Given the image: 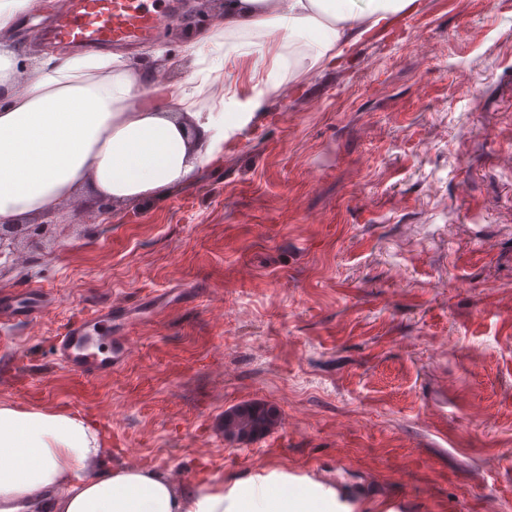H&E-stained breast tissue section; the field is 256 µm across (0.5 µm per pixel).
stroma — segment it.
<instances>
[{
	"instance_id": "obj_1",
	"label": "stroma",
	"mask_w": 512,
	"mask_h": 512,
	"mask_svg": "<svg viewBox=\"0 0 512 512\" xmlns=\"http://www.w3.org/2000/svg\"><path fill=\"white\" fill-rule=\"evenodd\" d=\"M190 5L128 51L174 59V88L224 0ZM278 42L230 54L239 96ZM283 77L193 182L55 205L40 248L0 257V292L53 299L0 320V403L93 414L114 462L184 485L285 466L407 512H512V0H420L410 31ZM116 298L142 317L127 364L63 368L71 318ZM249 402L278 422L242 441L224 412Z\"/></svg>"
}]
</instances>
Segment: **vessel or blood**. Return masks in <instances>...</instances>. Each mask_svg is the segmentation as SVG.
Listing matches in <instances>:
<instances>
[{
  "label": "vessel or blood",
  "instance_id": "b4317fda",
  "mask_svg": "<svg viewBox=\"0 0 512 512\" xmlns=\"http://www.w3.org/2000/svg\"><path fill=\"white\" fill-rule=\"evenodd\" d=\"M176 0H63L58 20L44 32L45 41L88 50L148 41L159 25L173 17ZM50 297L41 286L0 295V313L30 322L48 308ZM120 302L97 310L94 316L72 318L58 343L60 361L87 378L106 377L122 366L134 351L131 337L112 333V317ZM288 485L303 492L307 512H362L365 498L311 472L289 470Z\"/></svg>",
  "mask_w": 512,
  "mask_h": 512
}]
</instances>
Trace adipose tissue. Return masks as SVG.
<instances>
[{"label": "adipose tissue", "instance_id": "ef3b65f1", "mask_svg": "<svg viewBox=\"0 0 512 512\" xmlns=\"http://www.w3.org/2000/svg\"><path fill=\"white\" fill-rule=\"evenodd\" d=\"M34 0H0V225L39 216L90 194L116 203L161 200L216 160L226 137L265 110L283 63L334 66L364 26L387 29L418 0H224L186 52L193 70L180 102L217 81L205 46L225 37L279 51L261 87L230 112L172 111L149 99L169 66L107 53L24 60L3 33ZM277 467L225 483L201 475L183 486L167 470L112 461V443L90 414L0 404V512H26L47 496L51 512H288Z\"/></svg>", "mask_w": 512, "mask_h": 512}]
</instances>
